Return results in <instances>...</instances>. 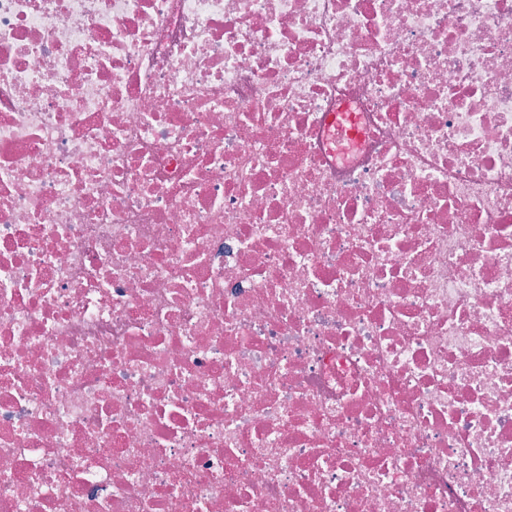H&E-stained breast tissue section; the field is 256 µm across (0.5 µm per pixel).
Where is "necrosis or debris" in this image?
Returning <instances> with one entry per match:
<instances>
[{"mask_svg":"<svg viewBox=\"0 0 512 512\" xmlns=\"http://www.w3.org/2000/svg\"><path fill=\"white\" fill-rule=\"evenodd\" d=\"M0 512H512V0H0Z\"/></svg>","mask_w":512,"mask_h":512,"instance_id":"4bbe7bcc","label":"necrosis or debris"}]
</instances>
